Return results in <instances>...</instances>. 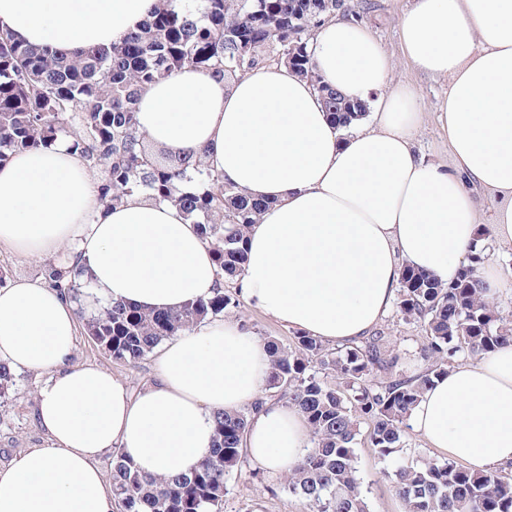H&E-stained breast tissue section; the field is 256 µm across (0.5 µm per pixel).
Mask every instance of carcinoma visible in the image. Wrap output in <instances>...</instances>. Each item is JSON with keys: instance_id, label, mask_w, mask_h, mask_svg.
Returning a JSON list of instances; mask_svg holds the SVG:
<instances>
[{"instance_id": "carcinoma-1", "label": "carcinoma", "mask_w": 512, "mask_h": 512, "mask_svg": "<svg viewBox=\"0 0 512 512\" xmlns=\"http://www.w3.org/2000/svg\"><path fill=\"white\" fill-rule=\"evenodd\" d=\"M339 8L341 0H160L152 18L123 44L87 48L70 59L1 31L0 161L18 150L70 141L97 173L103 204L119 205L138 192L183 206L212 248L219 274L234 279L243 271L246 234L266 205L225 185L201 158L176 155L170 164L155 157L138 130L139 96L186 64L235 79L266 64V48L276 42L273 63H289L314 83L326 112L347 128L363 112L321 81L305 38ZM485 235H477L467 264L446 285L403 267L397 307L422 326L426 339L425 366L416 374L399 368V357L381 334L334 352L303 334L289 348L266 341L269 388L297 407L310 427L311 449L281 481L307 502L309 512H368L355 454L361 420L371 422L369 442L381 457L397 453L412 409L449 365L512 342V321L500 314L479 277ZM48 284L76 292L79 275L65 280L52 267ZM234 304L222 292L177 311L115 303L89 320L88 331L113 359L134 364L162 341ZM330 376L338 383L329 385ZM249 415L217 414L212 452L190 474L143 476L115 454L112 491L120 512H210L219 506L227 477L244 462L241 442ZM393 484L407 512H512V479L498 472L412 462L397 468Z\"/></svg>"}]
</instances>
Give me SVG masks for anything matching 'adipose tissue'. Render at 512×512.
<instances>
[{"label":"adipose tissue","mask_w":512,"mask_h":512,"mask_svg":"<svg viewBox=\"0 0 512 512\" xmlns=\"http://www.w3.org/2000/svg\"><path fill=\"white\" fill-rule=\"evenodd\" d=\"M159 0H0V27L73 55L122 44ZM403 57L448 81L437 109L449 162L424 161V107L388 90L391 56L360 21L315 30L323 82L365 104L353 130L334 123L286 65L233 81L185 65L148 85L138 129L154 146L203 156L225 183L268 201L246 236L241 295L289 329L345 345L386 316L411 266L453 281L482 222L471 187L490 192L498 248L512 249V0H413ZM0 246L28 257L69 247L88 303L176 310L223 282L214 253L177 204L135 193L103 205L96 178L60 142L0 162ZM71 299L41 281L0 288V362L44 375L37 417L48 434L0 469V512H114L100 456L119 449L141 474L193 471L212 450L215 417L251 407L242 448L270 473L309 447L297 408L265 394L266 343L233 318H208L168 342L154 383L131 389L97 366L72 365ZM409 423L430 448L487 472L512 464V343L449 367Z\"/></svg>","instance_id":"obj_1"}]
</instances>
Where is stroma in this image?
Here are the masks:
<instances>
[{
    "mask_svg": "<svg viewBox=\"0 0 512 512\" xmlns=\"http://www.w3.org/2000/svg\"><path fill=\"white\" fill-rule=\"evenodd\" d=\"M409 0H343L342 15L363 22L372 35L393 55L396 67L394 84H406L416 90L426 106L424 123L414 144L417 155L436 163H447L448 143L435 121L434 111L448 93V82L418 73L406 63L400 51L399 25ZM48 258L22 257L0 249V282L44 279ZM243 321L260 337H273L281 344H291L292 330L247 302H241L230 313ZM388 337L390 346L400 357L404 370L411 371L420 363L419 353L425 333L420 326L406 322L398 309H390L377 326ZM75 365H92L122 376L131 388L137 389L157 380V356L148 354L137 363L112 359L87 335L79 331L71 359ZM44 377L38 373L16 372L4 392L0 393V467L28 449L43 446L46 435L35 418L36 390ZM357 467L370 512H406L404 502L396 495L391 472L403 463L438 460L439 455L413 431L406 429L400 452L388 459L380 458L367 439L356 446ZM222 512H308L306 502L284 490L281 477L243 464L232 472Z\"/></svg>",
    "mask_w": 512,
    "mask_h": 512,
    "instance_id": "1",
    "label": "stroma"
}]
</instances>
